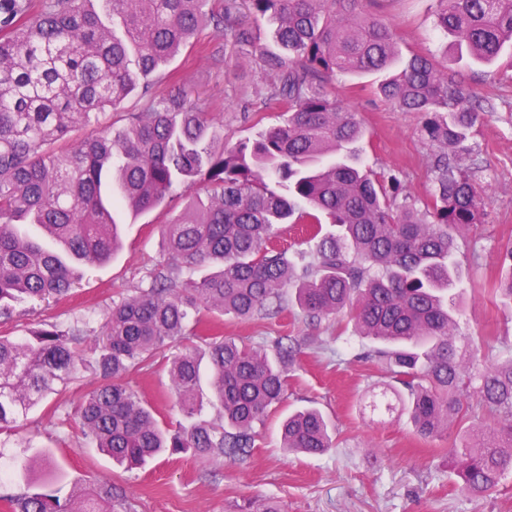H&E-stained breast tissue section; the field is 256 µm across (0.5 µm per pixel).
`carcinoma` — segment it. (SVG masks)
<instances>
[{
  "mask_svg": "<svg viewBox=\"0 0 512 512\" xmlns=\"http://www.w3.org/2000/svg\"><path fill=\"white\" fill-rule=\"evenodd\" d=\"M273 25L282 52L260 50L272 76L266 99L284 121L224 145V124L181 90L126 114L114 132L70 143L78 125L100 124L205 25H235L236 0H0V317L16 303L66 296L90 266L119 246L114 204L138 215L190 193L184 215L160 227L168 260L150 286L114 304L99 330L76 320L27 337L0 336V431L75 374L100 378L79 408V433L120 466L162 453L242 463L257 427L286 399L288 371L306 343L278 336L252 346L218 332L206 348L185 344L189 327L270 319L287 303L313 323H352L374 342L361 357L385 366L392 394L417 435L451 443L462 490L490 496L512 474V356L473 348L457 332L455 232L477 231L488 195L448 151H465L485 105L425 55L401 56L393 23L364 10L374 0H246ZM438 26L470 62L493 64L512 49V0H436ZM395 73L380 94L422 116L438 148L434 189L423 207L400 172L376 171L353 151L364 130L328 89L338 74ZM208 189L204 198L197 187ZM338 232L322 234L321 218ZM282 224L315 243L301 263L273 246ZM496 286L512 305V241L499 255ZM162 361L170 407L158 419L126 377ZM215 419H202V380ZM281 446L310 456L334 447L316 408L288 416ZM11 512H112V486L22 493Z\"/></svg>",
  "mask_w": 512,
  "mask_h": 512,
  "instance_id": "cac0c4a2",
  "label": "carcinoma"
}]
</instances>
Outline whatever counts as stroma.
Here are the masks:
<instances>
[{"label": "stroma", "instance_id": "stroma-1", "mask_svg": "<svg viewBox=\"0 0 512 512\" xmlns=\"http://www.w3.org/2000/svg\"><path fill=\"white\" fill-rule=\"evenodd\" d=\"M370 10L395 23L403 56H432L449 77L470 85L490 106L473 129L470 153L460 157L461 166L486 188L489 201L479 232L456 235L461 267L457 329L475 344L492 345L495 356H511L512 306L500 300L494 286L501 275L498 252L512 239V57L502 56L489 69L459 59L451 38L436 25L433 0H378ZM237 15L247 41L204 26L153 82L159 98L187 90L196 107L223 120L224 138L232 143L282 121L280 106L265 99L270 75L257 53L261 46L276 51L270 27L247 9H238ZM330 87L338 101L357 112L366 130L358 145L364 164L398 169L407 192L424 202L433 188V149L421 137L418 113L382 98L371 76L339 74ZM184 207V200L176 198L136 216L117 210L120 251L85 271L65 300L15 305L11 319L0 318V334L19 337L44 323L64 328L77 320L99 328L113 303L147 287L148 272L166 259L160 227L177 219ZM223 331L248 344L275 336L312 341L290 376L287 402L269 414L245 463L229 467L173 455L129 470L113 465L77 433L76 412L90 388L80 375L34 408L26 429L0 432V463L10 470L0 480V497L61 479L71 487L110 483L120 502L114 512H243L247 505L256 512L270 501L281 512H512V477L496 494L470 496L448 468L447 441L418 437L407 417L373 416L370 396L390 378L384 366L363 359L369 339L325 321L310 323L292 307L259 321L225 317ZM306 407L318 408L336 430V446L324 455H290L280 446L283 420ZM35 449L47 452L52 464L35 463L26 484L15 470Z\"/></svg>", "mask_w": 512, "mask_h": 512}]
</instances>
